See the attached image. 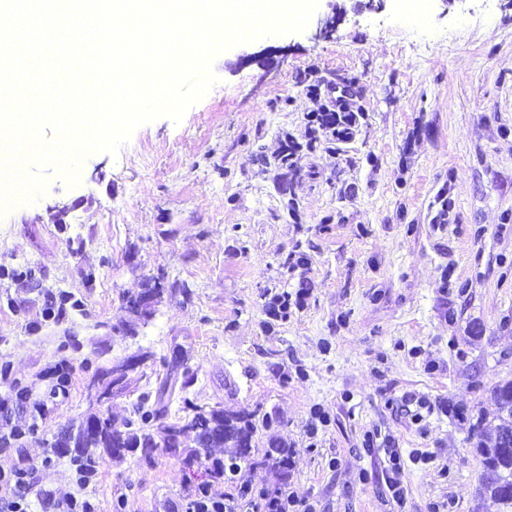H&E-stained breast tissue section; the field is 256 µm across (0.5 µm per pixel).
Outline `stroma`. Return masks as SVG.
<instances>
[{
	"instance_id": "1",
	"label": "stroma",
	"mask_w": 512,
	"mask_h": 512,
	"mask_svg": "<svg viewBox=\"0 0 512 512\" xmlns=\"http://www.w3.org/2000/svg\"><path fill=\"white\" fill-rule=\"evenodd\" d=\"M318 0L304 31L217 56V82L180 123L137 127L117 155L84 156L68 185L53 165L34 203L0 219V404L50 388L23 454L39 462L96 412L123 425L169 379L184 403L251 413L246 482L312 512H498L483 495L478 435L512 380V0ZM335 14L330 36L316 21ZM355 113L346 138L319 116L323 89ZM32 267L36 282L4 271ZM165 277L149 318L127 333L125 296ZM71 301L42 321L43 287ZM301 293L287 318L269 305ZM148 362L103 404L92 375ZM326 422H319L318 413ZM400 469H393L391 454ZM210 474L157 451L100 458L99 512H183Z\"/></svg>"
}]
</instances>
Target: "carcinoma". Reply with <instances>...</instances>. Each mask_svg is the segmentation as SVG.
<instances>
[{
  "label": "carcinoma",
  "mask_w": 512,
  "mask_h": 512,
  "mask_svg": "<svg viewBox=\"0 0 512 512\" xmlns=\"http://www.w3.org/2000/svg\"><path fill=\"white\" fill-rule=\"evenodd\" d=\"M498 404L494 434L481 439L475 448L484 466L482 485L484 492L502 509H512V493L504 488L512 487V450L501 446L503 435L512 432V381L494 388ZM133 417L123 428L100 415L89 416L93 426L77 431L65 430L53 442L55 448H73L81 456L93 462L98 452L110 457H122V451L143 448H163L168 438H190L195 447L188 449V459L199 463L210 472L222 475L226 471L224 460L213 455L216 448H231L234 461H246L251 465L260 460L251 457L253 426L251 414L242 411L226 414L222 408L205 410L197 406L187 408L186 414L169 424L154 427L151 422L160 418L163 411L149 406V396L143 395L133 403Z\"/></svg>",
  "instance_id": "cac0c4a2"
}]
</instances>
